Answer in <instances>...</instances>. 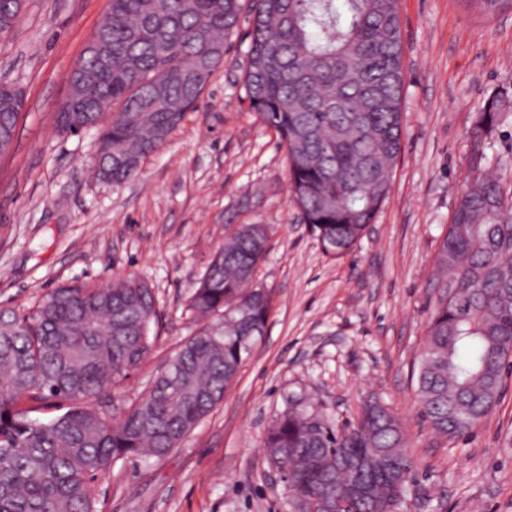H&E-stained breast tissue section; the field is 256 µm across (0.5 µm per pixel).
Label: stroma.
<instances>
[{
  "mask_svg": "<svg viewBox=\"0 0 512 512\" xmlns=\"http://www.w3.org/2000/svg\"><path fill=\"white\" fill-rule=\"evenodd\" d=\"M109 0H24L0 44V82L26 106L0 157V311L32 308L50 288L116 284L154 290L153 348L116 391L126 407L148 392L195 327L188 298L229 224H265L258 280L274 305L222 403L164 460L129 457L103 479L98 512H293L263 442L289 400L312 395L337 424L365 396L397 415L416 462L399 512H512V375L468 435L435 434L419 416L415 377L443 288L439 241L474 174L512 190V112L480 167L467 131L512 86V10L488 16L465 0H399L404 92L401 151L389 194L351 253L336 258L303 224L285 151L241 87L248 21L228 40L197 107L138 174H90L97 133L64 136L56 112L67 76Z\"/></svg>",
  "mask_w": 512,
  "mask_h": 512,
  "instance_id": "obj_1",
  "label": "stroma"
}]
</instances>
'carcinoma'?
<instances>
[{
    "mask_svg": "<svg viewBox=\"0 0 512 512\" xmlns=\"http://www.w3.org/2000/svg\"><path fill=\"white\" fill-rule=\"evenodd\" d=\"M22 5L0 0V38ZM244 12L246 97L285 148L303 223L328 254L346 255L373 224L401 151L398 0H110L69 73L76 100L61 105L57 130L98 132V179L135 176L194 109ZM24 107L23 92L0 83L1 143L14 141ZM509 111L503 87L475 115V147L491 146ZM268 235L265 224L225 235L189 298L199 328L172 357L181 386L162 375L122 412L112 391L150 352L159 320L147 284L63 285L29 313L0 312V512H97L114 463L179 447L224 399L248 336L265 329L273 294L257 275ZM436 263L444 293L428 319L415 401L436 434L454 438L487 417L512 370V199L497 181L477 176L457 196ZM264 448L288 467L295 512H310L319 495L330 512H396L416 467L397 416L375 398L342 427L315 402L292 407Z\"/></svg>",
    "mask_w": 512,
    "mask_h": 512,
    "instance_id": "1",
    "label": "carcinoma"
}]
</instances>
